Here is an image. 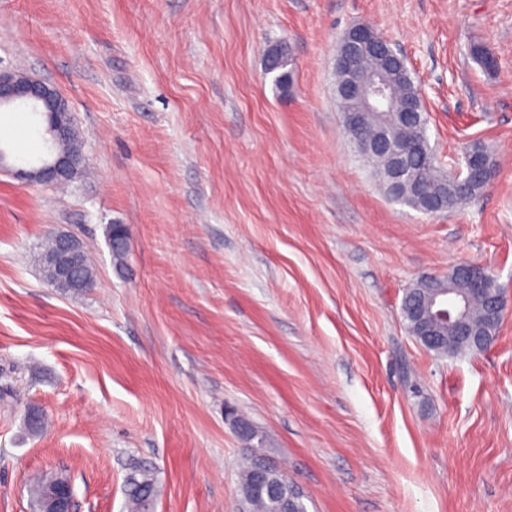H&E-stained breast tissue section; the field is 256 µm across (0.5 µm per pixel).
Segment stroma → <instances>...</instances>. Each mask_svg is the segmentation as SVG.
Here are the masks:
<instances>
[{
    "label": "stroma",
    "instance_id": "1",
    "mask_svg": "<svg viewBox=\"0 0 512 512\" xmlns=\"http://www.w3.org/2000/svg\"><path fill=\"white\" fill-rule=\"evenodd\" d=\"M361 22L403 53L438 163L492 158L461 207L392 201L348 138L334 64ZM0 70L63 94L84 156L65 186L0 172V512L53 474L75 512H128L137 470L149 512H240L231 410L308 512H512V309L472 355L401 316L461 262L512 301V0H0ZM0 147L49 156L20 104ZM62 231L89 247L86 293L39 273ZM109 246L116 266L122 267L128 252V231L122 224L110 225L108 231ZM126 492L132 511L144 512L154 497L155 482L150 474L142 472L140 478L130 477Z\"/></svg>",
    "mask_w": 512,
    "mask_h": 512
}]
</instances>
